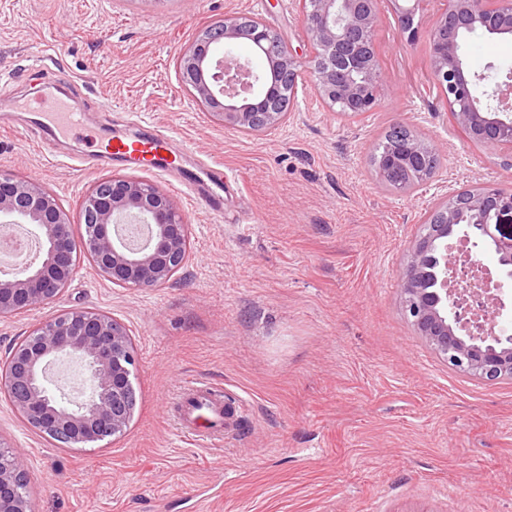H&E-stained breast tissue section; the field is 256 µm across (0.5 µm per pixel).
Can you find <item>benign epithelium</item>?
Segmentation results:
<instances>
[{
    "instance_id": "obj_1",
    "label": "benign epithelium",
    "mask_w": 512,
    "mask_h": 512,
    "mask_svg": "<svg viewBox=\"0 0 512 512\" xmlns=\"http://www.w3.org/2000/svg\"><path fill=\"white\" fill-rule=\"evenodd\" d=\"M301 28L309 48L307 70L297 52L263 20L242 23L226 15L179 56L184 87L194 101L230 129L259 133L281 125L289 113L278 107L287 83L308 76L318 100L355 115L380 106L382 70L375 63V34L383 0H300ZM393 5L401 34L411 41L414 18L424 0ZM440 8L429 37L434 88L448 106L450 123L480 150L512 162V74L478 91L497 70H468L460 53L464 35L481 29L512 36V0H437ZM254 46L266 60L257 72L233 49ZM439 151L416 134L397 153L377 158L379 183L411 191L438 171ZM30 224L39 233V261L0 278V316L45 307L58 300L84 253L98 272L121 288H156L183 267L190 225L173 197L140 178L114 174L98 181L79 203L80 235L57 195L37 182L0 169V227ZM498 255L494 287L512 283V187L476 185L441 198L425 232L409 246L398 280L405 311L420 336L449 365L480 379L512 380V333L497 328L501 312L485 289L483 266L468 249ZM64 356L83 362L90 381L87 398L64 406L48 389L47 368ZM136 355L126 327L96 309H66L35 324L0 363V391L31 428L61 447H86L124 434L137 404L131 376ZM28 465L22 454L0 448V512H34L27 495Z\"/></svg>"
}]
</instances>
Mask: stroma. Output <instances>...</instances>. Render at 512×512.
<instances>
[{"mask_svg": "<svg viewBox=\"0 0 512 512\" xmlns=\"http://www.w3.org/2000/svg\"><path fill=\"white\" fill-rule=\"evenodd\" d=\"M436 4L410 42L382 6L377 111L352 118L298 85L287 123L258 135L225 128L181 88L178 57L225 14L264 20L292 47L296 0H0V97L33 98L44 77L78 85L71 108L119 135L172 130L236 174L224 215L126 163H79L86 143L45 149L29 112L0 127V168L76 211L115 173L154 183L180 205L189 257L157 288H120L88 261L60 309L109 313L130 331L139 404L125 434L60 448L0 397V443L29 461L36 512H512V381L486 383L433 353L408 321L398 278L423 216L453 191L512 186L494 151L470 146L428 78ZM471 71L512 69V39L476 31ZM395 125L441 157L418 190L379 184L370 156ZM246 403L223 441L181 437L171 408L189 382Z\"/></svg>", "mask_w": 512, "mask_h": 512, "instance_id": "1", "label": "stroma"}]
</instances>
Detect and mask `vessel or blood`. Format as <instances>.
I'll return each instance as SVG.
<instances>
[{
	"label": "vessel or blood",
	"instance_id": "obj_1",
	"mask_svg": "<svg viewBox=\"0 0 512 512\" xmlns=\"http://www.w3.org/2000/svg\"><path fill=\"white\" fill-rule=\"evenodd\" d=\"M36 131L43 146L49 147L62 136L82 137L85 128L82 120L69 112L63 100L54 99L51 112L45 113ZM169 141V136L160 130L138 140L100 132L92 140L93 151L81 155L80 160L95 164L114 158L140 162L156 172L178 174L180 183L196 192L210 213L223 215V195L202 189L195 174L181 172L167 148ZM244 409L241 398L228 396L224 390L208 384L193 383L184 386L176 397L174 418L184 437L212 442L237 428Z\"/></svg>",
	"mask_w": 512,
	"mask_h": 512
}]
</instances>
